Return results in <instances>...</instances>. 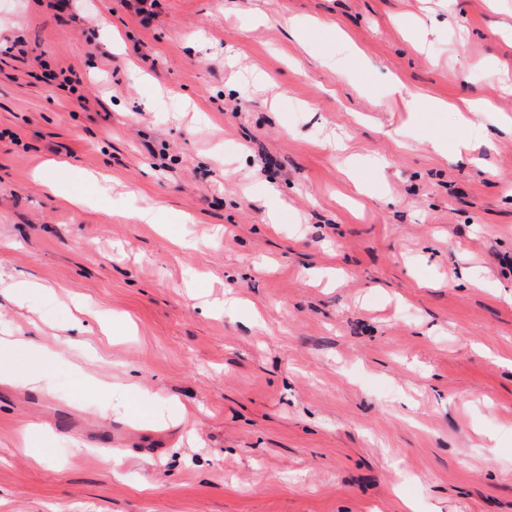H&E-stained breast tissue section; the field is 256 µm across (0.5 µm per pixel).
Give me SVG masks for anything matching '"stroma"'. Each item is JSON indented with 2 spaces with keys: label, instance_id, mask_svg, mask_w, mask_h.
I'll return each mask as SVG.
<instances>
[{
  "label": "stroma",
  "instance_id": "stroma-1",
  "mask_svg": "<svg viewBox=\"0 0 512 512\" xmlns=\"http://www.w3.org/2000/svg\"><path fill=\"white\" fill-rule=\"evenodd\" d=\"M13 2L0 337L81 342L9 350L0 512H512V134L478 116L473 164L415 136L456 113L376 105L396 82L512 117V0ZM50 158L87 206L34 180Z\"/></svg>",
  "mask_w": 512,
  "mask_h": 512
}]
</instances>
